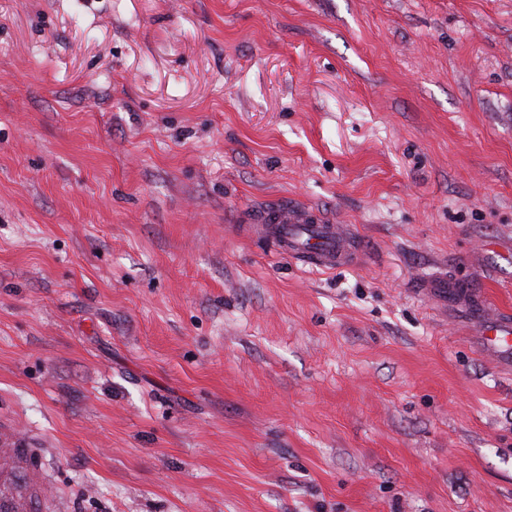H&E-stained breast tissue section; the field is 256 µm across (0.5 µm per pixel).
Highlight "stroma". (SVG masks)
Returning <instances> with one entry per match:
<instances>
[{"label": "stroma", "instance_id": "obj_1", "mask_svg": "<svg viewBox=\"0 0 512 512\" xmlns=\"http://www.w3.org/2000/svg\"><path fill=\"white\" fill-rule=\"evenodd\" d=\"M436 273L512 314V0H0V421L69 512H512ZM314 216L301 209L272 208L260 224H277L281 249L292 259L321 270L347 265L358 253L348 228L338 224L311 223Z\"/></svg>", "mask_w": 512, "mask_h": 512}]
</instances>
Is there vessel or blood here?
<instances>
[{
    "mask_svg": "<svg viewBox=\"0 0 512 512\" xmlns=\"http://www.w3.org/2000/svg\"><path fill=\"white\" fill-rule=\"evenodd\" d=\"M263 223L279 227L281 249L293 259L321 270L347 265L357 249L346 226L314 222L312 214L282 207L267 211ZM425 293L440 310L465 306L485 317L481 346L493 356L512 355V316L487 319V297L449 283L447 277L429 279ZM40 449L12 429L0 430V512H66L53 507L44 487Z\"/></svg>",
    "mask_w": 512,
    "mask_h": 512,
    "instance_id": "obj_1",
    "label": "vessel or blood"
}]
</instances>
